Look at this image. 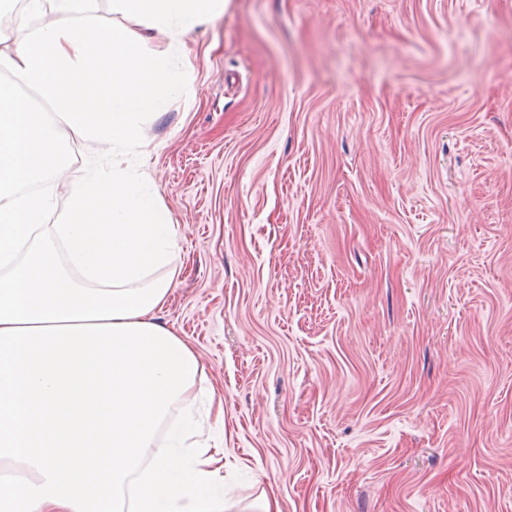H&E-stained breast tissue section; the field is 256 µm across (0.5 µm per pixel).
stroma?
<instances>
[{"mask_svg": "<svg viewBox=\"0 0 512 512\" xmlns=\"http://www.w3.org/2000/svg\"><path fill=\"white\" fill-rule=\"evenodd\" d=\"M183 61L132 164L226 512H512V0H229Z\"/></svg>", "mask_w": 512, "mask_h": 512, "instance_id": "obj_1", "label": "stroma"}]
</instances>
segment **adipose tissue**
Masks as SVG:
<instances>
[{
  "mask_svg": "<svg viewBox=\"0 0 512 512\" xmlns=\"http://www.w3.org/2000/svg\"><path fill=\"white\" fill-rule=\"evenodd\" d=\"M79 0H29L40 27L0 32V483L8 512H224V451L192 410L199 360L157 313L179 274L178 227L130 154L147 116L187 71L143 49L179 51L225 0H112L122 24ZM107 145L74 185L60 224L50 195L72 142Z\"/></svg>",
  "mask_w": 512,
  "mask_h": 512,
  "instance_id": "obj_1",
  "label": "adipose tissue"
}]
</instances>
